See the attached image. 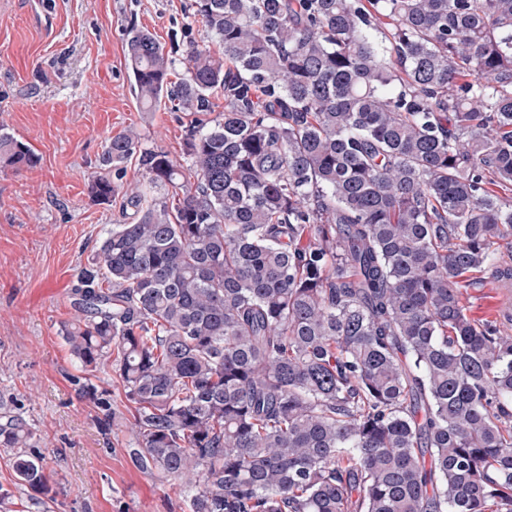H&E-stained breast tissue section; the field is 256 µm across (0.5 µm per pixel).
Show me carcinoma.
Returning a JSON list of instances; mask_svg holds the SVG:
<instances>
[{"label":"carcinoma","instance_id":"carcinoma-1","mask_svg":"<svg viewBox=\"0 0 512 512\" xmlns=\"http://www.w3.org/2000/svg\"><path fill=\"white\" fill-rule=\"evenodd\" d=\"M220 50L186 77L131 26L133 91L208 111L196 182L128 129L150 184L79 277L64 326L115 357L139 467L189 512H512V328L460 280L512 279V0H194ZM38 156L0 133V163ZM107 177L92 198L112 200ZM108 287H102V283ZM33 429L0 397V447L48 493ZM493 280L484 279L482 285L477 288H468L470 297V316L478 321L493 320L499 311L498 288Z\"/></svg>","mask_w":512,"mask_h":512}]
</instances>
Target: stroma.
<instances>
[{"label": "stroma", "mask_w": 512, "mask_h": 512, "mask_svg": "<svg viewBox=\"0 0 512 512\" xmlns=\"http://www.w3.org/2000/svg\"><path fill=\"white\" fill-rule=\"evenodd\" d=\"M133 24L176 57L174 82L189 48L212 41L194 0H0V125L40 158L0 165V394L35 432L51 512H187L179 488L130 456L132 406L113 365L83 371L62 333L77 314L79 271L131 217L122 187L146 179L129 161L112 172L111 202L92 201L108 138L132 128L180 162L196 118L167 104L142 111L126 56ZM88 385L111 413L84 395Z\"/></svg>", "instance_id": "obj_1"}]
</instances>
